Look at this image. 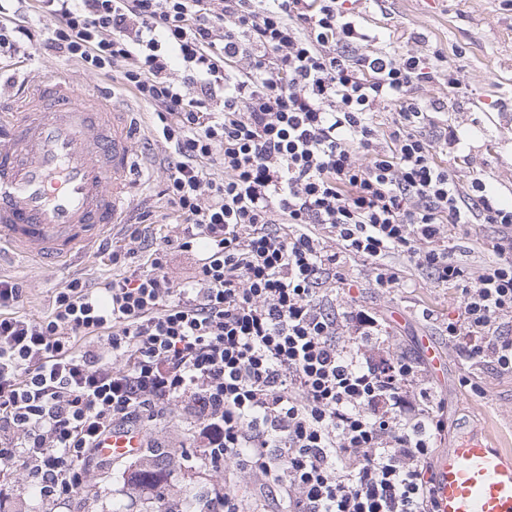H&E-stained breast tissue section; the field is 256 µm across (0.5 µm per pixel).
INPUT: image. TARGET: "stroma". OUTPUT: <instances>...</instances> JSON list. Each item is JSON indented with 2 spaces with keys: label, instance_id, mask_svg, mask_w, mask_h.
<instances>
[{
  "label": "stroma",
  "instance_id": "1",
  "mask_svg": "<svg viewBox=\"0 0 512 512\" xmlns=\"http://www.w3.org/2000/svg\"><path fill=\"white\" fill-rule=\"evenodd\" d=\"M355 12L362 27L380 40H393L399 52L430 53L442 48L448 64L456 71L465 96L439 83L427 88L426 98L447 104L444 120L454 126L460 143L442 157L450 172L464 180L476 172L485 174L503 198L512 197V6L505 0H356ZM68 72L78 88H94L135 112V142L149 167L146 183L131 210L161 215L165 204L157 197L164 176L163 163L169 148L160 138L143 135L145 106L121 91L110 76L85 72L68 63L60 53L39 49L34 60L0 69V107L12 110L18 103L17 87L27 79ZM491 224H471L457 229L451 244L455 258L479 270L490 257L486 247L496 237ZM0 273L18 278L23 284L20 309L32 318L47 315L56 288L80 277L95 284L110 277L112 264L100 247L70 268L57 269L20 260L5 261ZM355 280L350 295L357 303L384 316L394 349L425 359V342H432L442 355V374L433 377V388L446 405L448 431L443 445H452L461 435L474 431L512 453V378L500 377L486 368L467 364L449 345L443 323L456 316L460 300L453 291L415 272L406 288L385 293L374 288L370 267L352 261ZM432 309L434 320H425L423 309ZM478 378L484 392L474 395L458 380ZM181 410L147 423L143 435L151 447L169 451L173 457L170 475L161 492H143L127 497L121 481L106 487L90 485L57 512H154L157 497L180 512H199L204 500L224 489V476L198 458ZM250 512H285L279 493L268 490L264 481L240 474L233 485Z\"/></svg>",
  "mask_w": 512,
  "mask_h": 512
}]
</instances>
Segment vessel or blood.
<instances>
[{
  "label": "vessel or blood",
  "mask_w": 512,
  "mask_h": 512,
  "mask_svg": "<svg viewBox=\"0 0 512 512\" xmlns=\"http://www.w3.org/2000/svg\"><path fill=\"white\" fill-rule=\"evenodd\" d=\"M131 113L96 93L76 98L69 76L36 80L16 112L0 113V256L67 268L120 224L141 155ZM141 437L115 430L97 452L135 454ZM437 512H512V458L478 435L434 466Z\"/></svg>",
  "instance_id": "b4317fda"
}]
</instances>
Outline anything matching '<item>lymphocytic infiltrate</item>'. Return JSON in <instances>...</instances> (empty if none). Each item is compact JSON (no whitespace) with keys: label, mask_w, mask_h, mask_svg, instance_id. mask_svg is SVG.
I'll return each instance as SVG.
<instances>
[{"label":"lymphocytic infiltrate","mask_w":512,"mask_h":512,"mask_svg":"<svg viewBox=\"0 0 512 512\" xmlns=\"http://www.w3.org/2000/svg\"><path fill=\"white\" fill-rule=\"evenodd\" d=\"M345 2L38 0L49 46L152 108L171 149L148 268L114 248L123 277L70 279L41 319L0 277V482L21 463L44 512L87 487L117 424L175 404L204 463L261 475L288 512H435L445 404L336 289L350 259L385 291L410 263L461 299L449 344L512 376V205L435 160L460 143L424 132V90L461 87L443 50H360ZM458 224L499 229L480 272L452 254ZM174 250L198 257L180 283Z\"/></svg>","instance_id":"f902f5d3"}]
</instances>
